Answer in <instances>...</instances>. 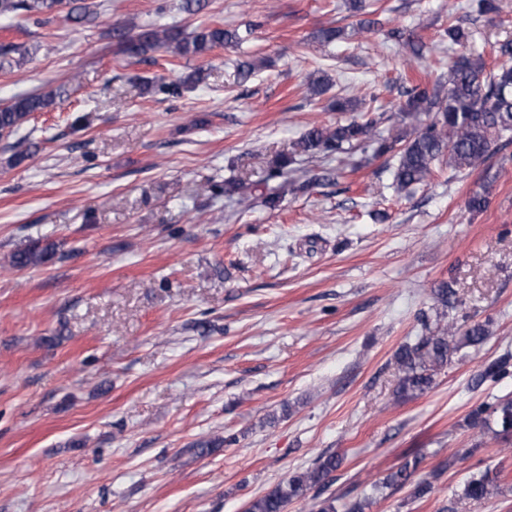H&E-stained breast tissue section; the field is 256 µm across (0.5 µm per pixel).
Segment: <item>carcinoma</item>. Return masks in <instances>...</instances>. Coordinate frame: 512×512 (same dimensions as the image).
<instances>
[{
  "mask_svg": "<svg viewBox=\"0 0 512 512\" xmlns=\"http://www.w3.org/2000/svg\"><path fill=\"white\" fill-rule=\"evenodd\" d=\"M68 7L66 21L74 25L91 24L98 12L85 0H0V16L22 18L39 24L46 16ZM448 41L464 46L469 39L468 30L459 23L447 29ZM112 39L122 53L140 60L149 52L170 49L185 58H200L213 49L243 40L236 31L220 25L205 26L187 33L171 26L148 28L133 21L112 28ZM493 52L503 59L496 69L488 66L482 55L460 53L448 62V88L437 84L419 83L406 91V99L399 107L401 122H409L415 133L410 136L401 131L394 136H383L378 131L379 118L365 116L351 119L334 127L313 126L294 144L291 153L277 156L270 164L266 176L259 184H248L240 179L224 181V195L238 196V203L257 196L264 206L275 208L281 193L268 188V182L288 175V167L297 155L311 158L323 154L343 152L364 143L374 146L376 155L396 157L393 167V185L402 190L424 184L434 170L444 166L459 173L485 159L500 142L512 143V38L496 42ZM30 56L23 44H1L0 61L23 63ZM203 70L198 69L183 79L160 85L144 84L148 91H159L172 96L184 88L201 82ZM67 89L60 86L48 92L33 93L13 98L0 106V135L12 134L28 123L33 114L46 112L63 99ZM62 258L58 245L34 242L14 251L10 263L16 268L45 265ZM489 337L486 325L473 323L465 327L452 323L418 338L414 344H403L395 353L402 372L397 395L407 397L421 394L431 388L435 375L448 366L451 354L468 346H478ZM492 417L497 434L512 432V397L506 396L488 407H479L471 414L475 425L487 423ZM419 461L407 459L383 480L382 486H403L414 483V496L423 497L432 492L426 479L414 480ZM340 459L334 453L320 455L313 465L297 471L277 483L263 495L254 498L246 512H285L289 503L314 494L318 499L316 512H338L336 496L325 495L335 481L334 473ZM499 472L486 469L466 482L461 494L465 500L485 499L499 490Z\"/></svg>",
  "mask_w": 512,
  "mask_h": 512,
  "instance_id": "1",
  "label": "carcinoma"
}]
</instances>
